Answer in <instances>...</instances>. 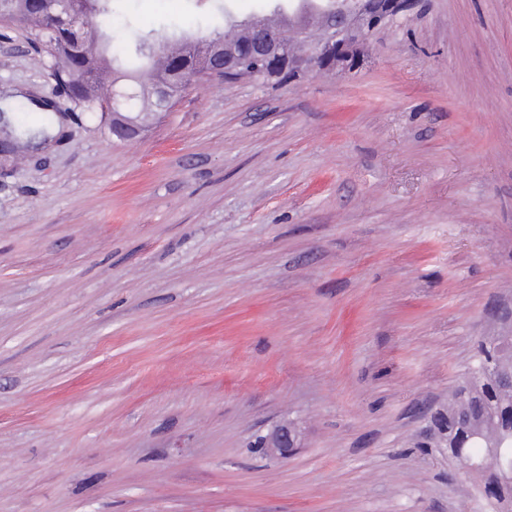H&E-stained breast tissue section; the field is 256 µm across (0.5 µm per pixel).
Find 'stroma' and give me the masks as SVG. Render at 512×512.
I'll list each match as a JSON object with an SVG mask.
<instances>
[{
    "instance_id": "obj_1",
    "label": "stroma",
    "mask_w": 512,
    "mask_h": 512,
    "mask_svg": "<svg viewBox=\"0 0 512 512\" xmlns=\"http://www.w3.org/2000/svg\"><path fill=\"white\" fill-rule=\"evenodd\" d=\"M270 0H113L208 36ZM0 512H476L434 417L512 303V0H415L356 58L209 81L133 141L0 23ZM284 419L292 456L256 439Z\"/></svg>"
}]
</instances>
